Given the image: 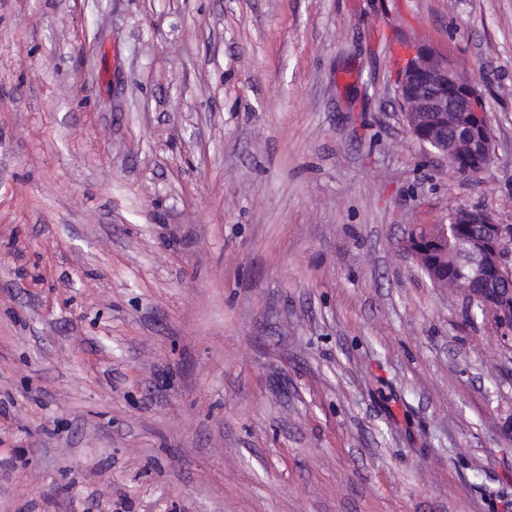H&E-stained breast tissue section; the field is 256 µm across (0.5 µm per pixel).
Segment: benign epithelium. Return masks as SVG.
I'll list each match as a JSON object with an SVG mask.
<instances>
[{"label": "benign epithelium", "mask_w": 512, "mask_h": 512, "mask_svg": "<svg viewBox=\"0 0 512 512\" xmlns=\"http://www.w3.org/2000/svg\"><path fill=\"white\" fill-rule=\"evenodd\" d=\"M398 101L410 134L426 149L458 171H483L494 154L489 117L477 81L461 75L447 53L430 45L414 48L396 80ZM449 224H414L411 255L438 251L453 231L455 247L450 268L429 270L431 283L447 286L458 280L462 291L472 283L485 285L478 301L498 323L512 332V225L481 207L450 210Z\"/></svg>", "instance_id": "1"}]
</instances>
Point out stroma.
I'll list each match as a JSON object with an SVG mask.
<instances>
[{
	"label": "stroma",
	"instance_id": "stroma-1",
	"mask_svg": "<svg viewBox=\"0 0 512 512\" xmlns=\"http://www.w3.org/2000/svg\"><path fill=\"white\" fill-rule=\"evenodd\" d=\"M458 206L512 224V0H0V512H512V341L403 248ZM396 83L408 130L424 148L448 161L455 173L488 168L494 145L483 95L447 53L430 45L415 47Z\"/></svg>",
	"mask_w": 512,
	"mask_h": 512
}]
</instances>
